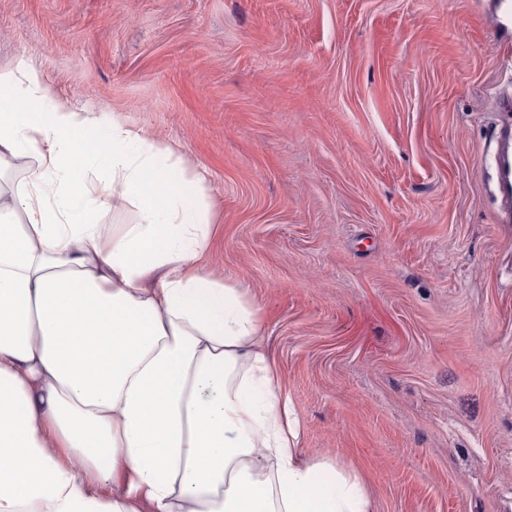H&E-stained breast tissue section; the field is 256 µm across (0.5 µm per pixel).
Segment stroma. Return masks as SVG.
<instances>
[{"label":"stroma","mask_w":512,"mask_h":512,"mask_svg":"<svg viewBox=\"0 0 512 512\" xmlns=\"http://www.w3.org/2000/svg\"><path fill=\"white\" fill-rule=\"evenodd\" d=\"M506 54L476 0H0V73L28 59L202 176L299 455L373 512H512ZM498 146L500 147L498 168L499 181L503 189V197L512 208V123L502 126L499 131Z\"/></svg>","instance_id":"obj_1"}]
</instances>
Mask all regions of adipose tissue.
<instances>
[{"label":"adipose tissue","instance_id":"obj_1","mask_svg":"<svg viewBox=\"0 0 512 512\" xmlns=\"http://www.w3.org/2000/svg\"><path fill=\"white\" fill-rule=\"evenodd\" d=\"M0 512H372L360 476L301 460L262 318L210 265L180 159L0 75ZM133 222L108 226L105 204Z\"/></svg>","mask_w":512,"mask_h":512}]
</instances>
